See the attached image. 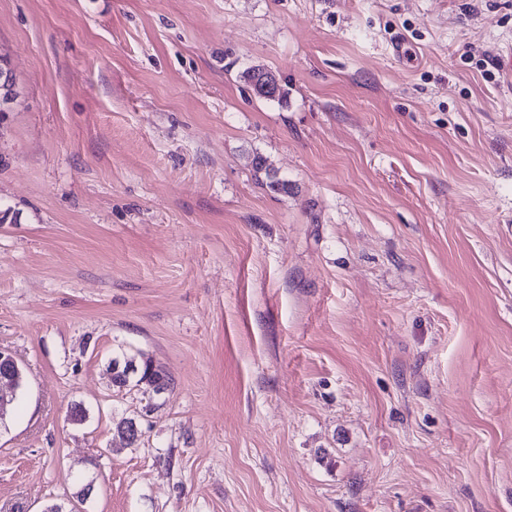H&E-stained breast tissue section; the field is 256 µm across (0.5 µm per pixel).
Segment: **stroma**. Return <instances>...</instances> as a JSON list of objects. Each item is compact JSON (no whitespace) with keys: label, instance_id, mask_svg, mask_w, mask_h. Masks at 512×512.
Returning <instances> with one entry per match:
<instances>
[{"label":"stroma","instance_id":"1","mask_svg":"<svg viewBox=\"0 0 512 512\" xmlns=\"http://www.w3.org/2000/svg\"><path fill=\"white\" fill-rule=\"evenodd\" d=\"M0 53V512H512V0H0ZM242 77L254 96L278 104L287 100L286 85H282L272 73L259 67H250L242 73ZM266 86L271 87L269 91L265 90ZM1 364L4 366V369L2 375H0V397L3 395L1 385L4 383L8 385L11 394L16 393L12 385H14L15 381H18L21 376V365L10 350L0 348V365ZM112 387L121 390L123 388L135 387L139 385L151 386L157 393L160 387L168 389L171 385V378L159 366L155 365L152 359L147 358L138 364L135 361L129 363L130 368H137V372H127V361L120 362L118 357L112 358L111 362ZM113 373V377H112Z\"/></svg>","mask_w":512,"mask_h":512}]
</instances>
